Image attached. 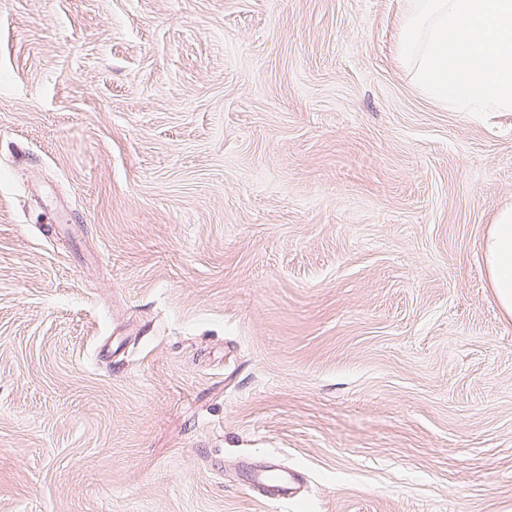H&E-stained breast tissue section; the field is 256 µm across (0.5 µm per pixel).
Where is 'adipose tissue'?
<instances>
[{
  "instance_id": "adipose-tissue-1",
  "label": "adipose tissue",
  "mask_w": 512,
  "mask_h": 512,
  "mask_svg": "<svg viewBox=\"0 0 512 512\" xmlns=\"http://www.w3.org/2000/svg\"><path fill=\"white\" fill-rule=\"evenodd\" d=\"M489 281L504 314L512 317V208L498 212L484 244Z\"/></svg>"
}]
</instances>
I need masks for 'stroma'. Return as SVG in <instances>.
I'll list each match as a JSON object with an SVG mask.
<instances>
[{
    "instance_id": "1",
    "label": "stroma",
    "mask_w": 512,
    "mask_h": 512,
    "mask_svg": "<svg viewBox=\"0 0 512 512\" xmlns=\"http://www.w3.org/2000/svg\"><path fill=\"white\" fill-rule=\"evenodd\" d=\"M401 11L0 0V512H512V112ZM485 266L497 302L512 317V208L500 210L484 244Z\"/></svg>"
}]
</instances>
